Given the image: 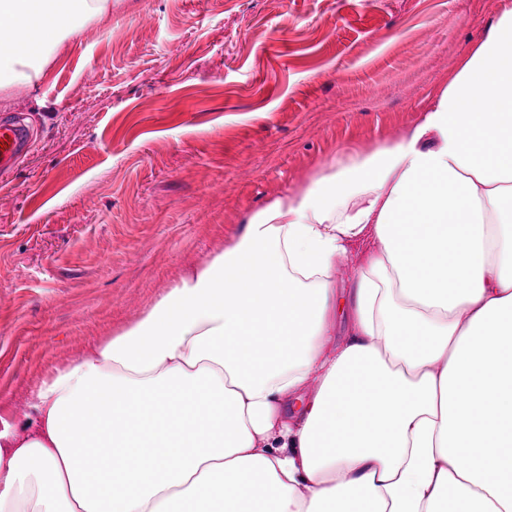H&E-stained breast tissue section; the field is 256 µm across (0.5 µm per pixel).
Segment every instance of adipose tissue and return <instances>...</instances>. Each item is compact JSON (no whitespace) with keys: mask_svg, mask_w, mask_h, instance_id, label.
<instances>
[{"mask_svg":"<svg viewBox=\"0 0 512 512\" xmlns=\"http://www.w3.org/2000/svg\"><path fill=\"white\" fill-rule=\"evenodd\" d=\"M111 16L0 0V92ZM33 400L0 427V512H512V0L417 123L326 159Z\"/></svg>","mask_w":512,"mask_h":512,"instance_id":"adipose-tissue-1","label":"adipose tissue"}]
</instances>
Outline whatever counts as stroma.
Wrapping results in <instances>:
<instances>
[{"mask_svg": "<svg viewBox=\"0 0 512 512\" xmlns=\"http://www.w3.org/2000/svg\"><path fill=\"white\" fill-rule=\"evenodd\" d=\"M502 0H112L37 88L0 171V420L135 323L317 164L415 123Z\"/></svg>", "mask_w": 512, "mask_h": 512, "instance_id": "1", "label": "stroma"}]
</instances>
